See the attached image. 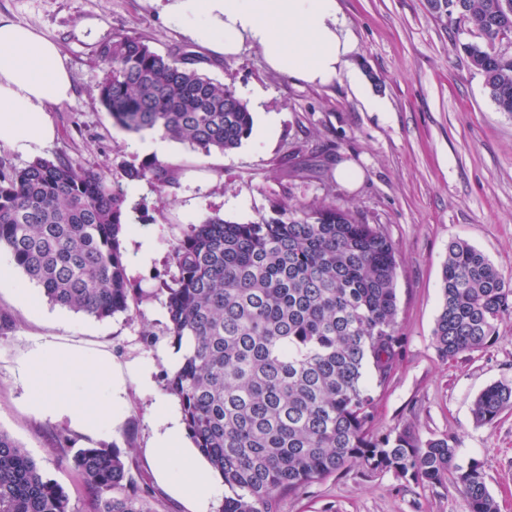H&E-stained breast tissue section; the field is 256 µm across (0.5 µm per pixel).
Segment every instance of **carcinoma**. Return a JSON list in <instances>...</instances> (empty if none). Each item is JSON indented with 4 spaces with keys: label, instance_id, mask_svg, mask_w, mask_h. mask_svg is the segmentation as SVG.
<instances>
[{
    "label": "carcinoma",
    "instance_id": "cac0c4a2",
    "mask_svg": "<svg viewBox=\"0 0 512 512\" xmlns=\"http://www.w3.org/2000/svg\"><path fill=\"white\" fill-rule=\"evenodd\" d=\"M433 16L464 20L481 41L463 45L498 111L512 115V0H447ZM96 85L120 128L157 131L205 152L238 148L253 132L237 90L207 77L187 53L161 54L118 34L100 44ZM169 180L166 166H128L108 181L65 156L0 171V248L52 303L98 319L129 310L120 250L129 210L124 182ZM168 335L184 348L165 378L189 437L227 488L216 512H278L279 497L362 462L429 486L451 482L465 512H499L478 462L457 444L410 428L374 433L377 389L403 356L398 336L397 248L323 199L272 206L248 223L207 216L171 253ZM443 302L433 330L453 360L497 339L512 315V283L464 241L448 246ZM512 407V383L474 400L479 425ZM91 512H159L151 486L111 447H59ZM0 512H78L68 491L0 430Z\"/></svg>",
    "mask_w": 512,
    "mask_h": 512
}]
</instances>
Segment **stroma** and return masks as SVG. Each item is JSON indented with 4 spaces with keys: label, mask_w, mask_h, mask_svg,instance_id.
Instances as JSON below:
<instances>
[{
    "label": "stroma",
    "mask_w": 512,
    "mask_h": 512,
    "mask_svg": "<svg viewBox=\"0 0 512 512\" xmlns=\"http://www.w3.org/2000/svg\"><path fill=\"white\" fill-rule=\"evenodd\" d=\"M341 6L357 43L352 64L369 92L387 100V114L366 109L348 81L317 86L270 69L258 47L215 54L168 26L151 0H0V15L55 42L71 73L73 95L51 106L55 138L40 157L64 154L108 178L121 165L150 163L133 150L134 133L113 124L94 88L103 76L97 48L116 34L140 37L162 54H194L201 74L239 94L261 87L266 108L280 117L272 139L248 138L224 153L171 142L161 159L170 183L127 184L130 221L152 245L150 260L128 275L127 312L97 319L53 305L40 292L31 312L0 285V430L66 488L75 506L84 492L57 451L65 438L76 448L116 446L132 474L150 484L161 512H191L159 481L151 453V408L177 353L167 333L171 249L209 215L247 223L279 201L330 197L360 222L383 225L398 249L404 353L377 392L375 432L409 426L425 440H455L462 460L480 463L499 512H512V408L490 426L477 425L471 413L488 385L512 382V317L499 322L495 343L448 362L432 339L450 242L467 241L512 279V116L497 110L462 49L478 39L467 24L442 25L426 0ZM344 161L364 172L357 189L336 178ZM147 333L153 344L144 343ZM44 339L107 354L121 371L125 403L111 434L95 441L67 420L29 411L28 388L15 368ZM280 512H465V505L452 485L428 486L357 463L283 495Z\"/></svg>",
    "instance_id": "obj_1"
}]
</instances>
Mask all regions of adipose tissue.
Here are the masks:
<instances>
[{"instance_id":"adipose-tissue-1","label":"adipose tissue","mask_w":512,"mask_h":512,"mask_svg":"<svg viewBox=\"0 0 512 512\" xmlns=\"http://www.w3.org/2000/svg\"><path fill=\"white\" fill-rule=\"evenodd\" d=\"M160 16L216 54L237 55L259 47L273 70L309 84L347 78L370 111L387 112L386 102L367 93L349 62L356 41L339 0H155ZM73 83L58 46L35 30L0 17V144L30 155L54 137L51 105L68 100ZM29 389V407L45 418H66L92 435L118 423L123 389L108 359L52 342L39 343L18 368ZM153 455L159 477L203 507L215 480L182 443L180 424L166 396L153 406Z\"/></svg>"}]
</instances>
